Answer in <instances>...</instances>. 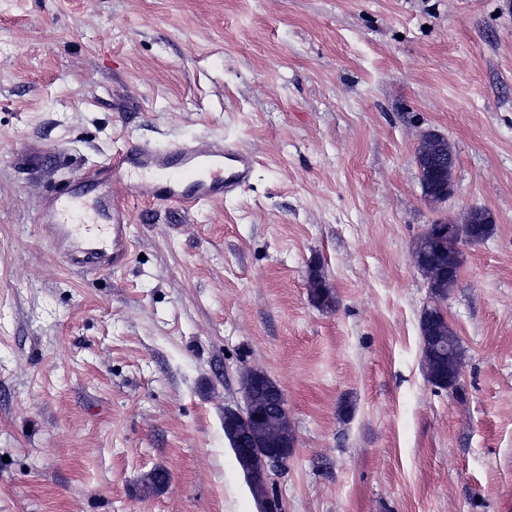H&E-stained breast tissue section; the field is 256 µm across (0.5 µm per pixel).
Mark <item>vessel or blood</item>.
Instances as JSON below:
<instances>
[{
    "instance_id": "vessel-or-blood-1",
    "label": "vessel or blood",
    "mask_w": 512,
    "mask_h": 512,
    "mask_svg": "<svg viewBox=\"0 0 512 512\" xmlns=\"http://www.w3.org/2000/svg\"><path fill=\"white\" fill-rule=\"evenodd\" d=\"M253 168V156L233 143L129 142L95 172L97 190L77 183L46 196L39 222L44 237L72 265L118 269L132 254L130 196L138 181H146L157 202L194 207L223 201L249 180ZM119 183L124 193H110V185Z\"/></svg>"
}]
</instances>
